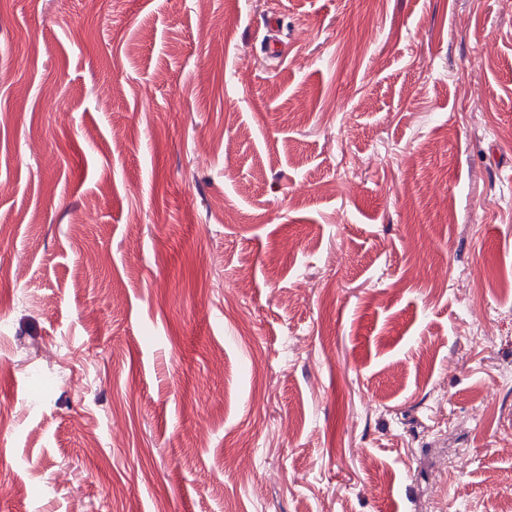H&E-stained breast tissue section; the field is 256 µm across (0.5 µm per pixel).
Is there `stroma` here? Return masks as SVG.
I'll return each instance as SVG.
<instances>
[{"label": "stroma", "mask_w": 512, "mask_h": 512, "mask_svg": "<svg viewBox=\"0 0 512 512\" xmlns=\"http://www.w3.org/2000/svg\"><path fill=\"white\" fill-rule=\"evenodd\" d=\"M510 375L512 0H0V512H500Z\"/></svg>", "instance_id": "35a3bbf8"}]
</instances>
